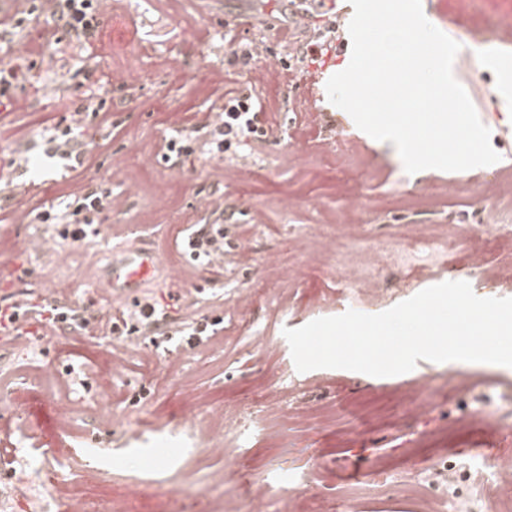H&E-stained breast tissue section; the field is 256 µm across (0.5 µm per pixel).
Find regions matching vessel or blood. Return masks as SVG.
Returning a JSON list of instances; mask_svg holds the SVG:
<instances>
[{"label":"vessel or blood","mask_w":512,"mask_h":512,"mask_svg":"<svg viewBox=\"0 0 512 512\" xmlns=\"http://www.w3.org/2000/svg\"><path fill=\"white\" fill-rule=\"evenodd\" d=\"M165 272L152 242L140 237L131 245L114 249L110 263L97 270L96 278L113 295L138 299L144 288Z\"/></svg>","instance_id":"obj_1"}]
</instances>
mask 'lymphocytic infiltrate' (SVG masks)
Here are the masks:
<instances>
[{"instance_id":"f902f5d3","label":"lymphocytic infiltrate","mask_w":512,"mask_h":512,"mask_svg":"<svg viewBox=\"0 0 512 512\" xmlns=\"http://www.w3.org/2000/svg\"><path fill=\"white\" fill-rule=\"evenodd\" d=\"M108 0H13V12L0 20V42L11 43L16 29L29 25L37 17H51L62 29L75 32L85 42H92L98 33L97 19L103 15ZM339 30L335 20L329 19L325 0H302L299 8L289 11L283 31L288 49L297 54L299 62L317 64L327 53L326 42ZM260 105L252 95L237 88L225 93L224 109L209 117L205 123L181 125L166 139L161 158L164 162H180L192 156V143L206 137L208 152L215 160H223L225 152L251 141L275 136L274 126H262L258 120ZM116 201L111 190L82 188L60 196L52 208L34 213L27 219L42 224L58 225L54 238L57 246L83 242L89 226L102 212L111 210ZM176 249L197 253L202 265L224 261V227L220 224H198L191 233L177 240ZM176 304L168 303L165 294L151 291L143 300L134 302L112 317L106 328L113 340L123 341L137 336L144 344L155 348L171 345L199 347L216 334L219 319H178ZM41 326L72 336L84 335L98 322L99 315L93 303L72 304L59 298L42 300L35 305L26 299L7 295L0 298V334L11 336L19 332L31 319Z\"/></svg>"}]
</instances>
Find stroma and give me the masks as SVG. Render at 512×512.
<instances>
[{
  "instance_id": "1",
  "label": "stroma",
  "mask_w": 512,
  "mask_h": 512,
  "mask_svg": "<svg viewBox=\"0 0 512 512\" xmlns=\"http://www.w3.org/2000/svg\"><path fill=\"white\" fill-rule=\"evenodd\" d=\"M422 6L443 33L463 32L471 41L485 37L487 19L501 8L499 0H422ZM282 7L281 0H112L109 25L99 28L88 48L43 18L25 31L36 42L20 63L26 82L0 96V290L38 293L54 280L72 284V301L89 300L96 260L114 243L150 235L185 290L184 315L224 318L207 345L161 352L168 374L145 377L140 360H131L114 383L122 400L109 416L93 402L105 361L94 333L79 343L64 335L48 338L23 351L0 339V430L29 439L43 453L71 448L73 457L57 483L79 486L112 512H245L256 480L284 487L296 473L337 500L356 499L359 512H413L412 501L365 489L361 473L367 464L404 462L422 472L424 456L456 444L461 414L504 407L502 389L477 386L445 412L419 415L396 394L442 371V364L421 359L411 372L392 377L344 369L300 373L283 331L350 309L380 313L443 280L439 274L407 280L409 268L429 266L430 260L400 257L384 282L397 299L353 295L319 306L335 285L336 264L320 255L326 239L338 237L348 221L344 197L350 190H358L367 205V241L394 239L400 224L499 223L500 211L459 204L443 190L452 180L485 183L512 170V60L475 58L464 47L453 64L481 121L501 138L500 161L453 173L409 174L392 142L360 130L345 143L336 140L344 112L329 102L326 82L350 61L349 33L341 35L343 48L325 58L324 70L309 75L295 64L289 83L260 81L258 70L236 62V45L248 41L287 56ZM111 71L125 74V81L102 83ZM231 79L259 98L260 118L275 121L276 136L238 150V175L230 183L223 163L205 147L182 164L161 160L173 120L192 116L202 123L222 110ZM90 88L105 101L114 128L104 133L84 114L80 140L92 159L70 173L45 150L55 127L69 124ZM75 183L108 187L124 198L120 209L99 218L111 225V239L71 246L62 266L52 258L34 259L23 244L52 228L18 223L15 210L44 207ZM214 222L228 229L223 265L202 268L176 251L179 231ZM269 254L283 270L272 282L261 268ZM241 288L264 295L242 319L233 307ZM256 332L269 337L266 352L252 347ZM273 380L283 386L284 407L305 406L302 423L254 417L235 437L227 459L208 455L183 423L185 387L207 395V410L230 413L247 402L260 404ZM68 398L81 400L82 407L66 433L56 406ZM145 417L156 420L157 432L130 438ZM407 448L414 451L408 459L402 456ZM187 477L196 491L184 502L173 490Z\"/></svg>"
}]
</instances>
